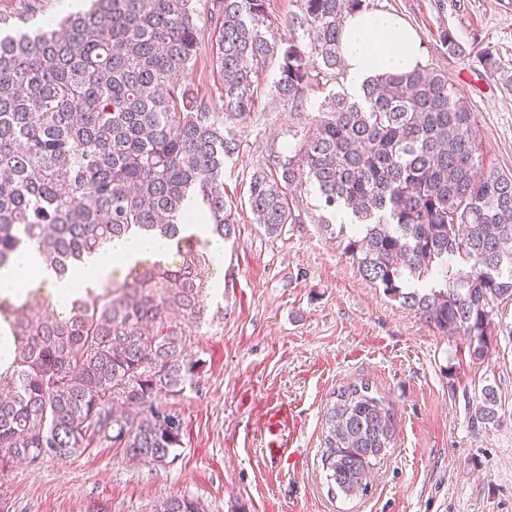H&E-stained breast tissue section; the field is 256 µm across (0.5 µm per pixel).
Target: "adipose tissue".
Here are the masks:
<instances>
[{
	"label": "adipose tissue",
	"mask_w": 512,
	"mask_h": 512,
	"mask_svg": "<svg viewBox=\"0 0 512 512\" xmlns=\"http://www.w3.org/2000/svg\"><path fill=\"white\" fill-rule=\"evenodd\" d=\"M340 52L345 88L357 98L374 77L409 72L424 63L412 29L394 14L368 9L345 16ZM169 249L168 242L156 237L116 238L86 258L78 275L66 277L42 267L34 249H24L14 255L10 269L0 272V296L14 299L38 288L53 305L64 307L77 297L80 285H105L134 261L166 260Z\"/></svg>",
	"instance_id": "adipose-tissue-1"
}]
</instances>
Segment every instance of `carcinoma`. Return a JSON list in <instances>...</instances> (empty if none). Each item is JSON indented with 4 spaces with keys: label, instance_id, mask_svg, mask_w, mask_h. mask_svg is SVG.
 <instances>
[{
    "label": "carcinoma",
    "instance_id": "1",
    "mask_svg": "<svg viewBox=\"0 0 512 512\" xmlns=\"http://www.w3.org/2000/svg\"><path fill=\"white\" fill-rule=\"evenodd\" d=\"M300 2L289 26L307 34V51L268 38L269 0H91L57 30L0 25V269L33 248L65 276L124 236L172 240L180 255L86 289L62 319L33 293L0 298L15 345L0 373V477L101 441L158 466L180 447V420L157 401L197 374L188 347L210 292V259L182 234L184 206L196 202L213 235L232 237L224 160L239 153L260 74L278 58L276 93L293 104L340 80V19L365 0ZM43 10L44 0H15L11 14L25 23ZM202 14L219 112L186 82ZM288 135L293 155L272 144L252 174L253 223L275 236L301 222L293 193L314 184L324 208L357 220L325 228L364 281L443 335L467 337L474 360L488 357L495 309L512 303V172L483 167L474 112L448 77L427 67L378 76L360 99L329 95ZM475 419H497L493 389ZM395 437V410L369 384L339 390L324 427L327 480L347 498L364 494ZM160 512L204 510L180 494Z\"/></svg>",
    "mask_w": 512,
    "mask_h": 512
}]
</instances>
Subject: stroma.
Listing matches in <instances>:
<instances>
[{"label":"stroma","instance_id":"35a3bbf8","mask_svg":"<svg viewBox=\"0 0 512 512\" xmlns=\"http://www.w3.org/2000/svg\"><path fill=\"white\" fill-rule=\"evenodd\" d=\"M420 37L425 65L446 74L470 104L484 165L512 171V0H366ZM460 50L448 52L444 33ZM498 62L481 64L484 52ZM278 62L262 73L240 152L224 164L225 198L239 215L222 266L213 319L193 337L192 387L164 398L181 422V445L165 466L129 462L102 444L82 455L14 465L0 484L6 512H156L167 497L198 499L205 512H512V304L491 354L473 361L463 336H445L371 287L323 231L318 190L296 197L302 221L267 235L247 204L249 182L269 145L317 115L337 83L298 107L276 97ZM360 382L397 411L396 445L376 465L366 495L346 498L322 466V428L338 388ZM498 420L475 422L484 388ZM288 404V467L271 465L260 419Z\"/></svg>","mask_w":512,"mask_h":512}]
</instances>
